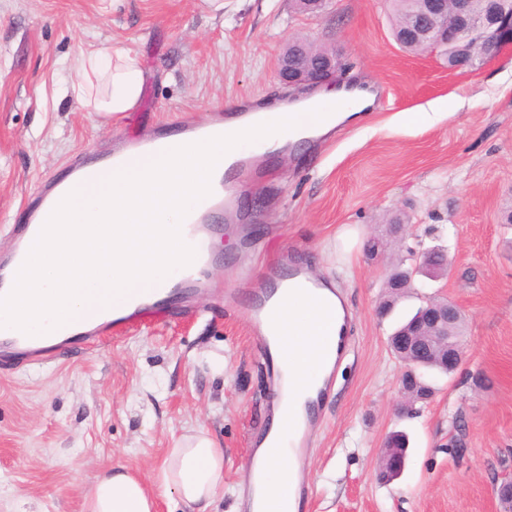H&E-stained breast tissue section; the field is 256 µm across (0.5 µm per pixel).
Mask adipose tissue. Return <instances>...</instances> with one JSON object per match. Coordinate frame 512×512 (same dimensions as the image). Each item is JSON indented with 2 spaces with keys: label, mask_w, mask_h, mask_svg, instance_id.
<instances>
[{
  "label": "adipose tissue",
  "mask_w": 512,
  "mask_h": 512,
  "mask_svg": "<svg viewBox=\"0 0 512 512\" xmlns=\"http://www.w3.org/2000/svg\"><path fill=\"white\" fill-rule=\"evenodd\" d=\"M76 67L79 75L66 81L65 93L87 111L107 119L138 104L144 70L139 55L125 44L81 52ZM277 138L267 128L228 121L222 141H197L181 154L165 158H139L65 197L60 219L47 229V241L38 246L36 261L28 270L30 293L16 303L8 322L39 329L49 321L78 316L93 304L152 287L163 270L169 283L177 284L181 258L176 252H168L161 266L131 256L118 226L150 224L158 243L170 242L173 225L183 223L187 209L205 191L226 153L251 149L258 139L271 145ZM322 292L329 307L316 309L296 298L281 317L279 361L289 374L288 397L295 401L304 396V382L322 380L316 355L335 341L343 323L337 294L327 286ZM302 477L300 462L288 450L268 455L266 512H283V504L294 500ZM160 481L165 489L175 491L189 512H205L224 489V451L205 431L185 436L170 449ZM154 508V498L139 477L115 470L97 477L83 504V512H153Z\"/></svg>",
  "instance_id": "1"
}]
</instances>
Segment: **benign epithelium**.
Listing matches in <instances>:
<instances>
[{
    "instance_id": "1",
    "label": "benign epithelium",
    "mask_w": 512,
    "mask_h": 512,
    "mask_svg": "<svg viewBox=\"0 0 512 512\" xmlns=\"http://www.w3.org/2000/svg\"><path fill=\"white\" fill-rule=\"evenodd\" d=\"M401 46L414 41L428 50H443L456 60L454 68L474 66L478 60L493 57L495 49L512 44V7L506 0H485V7L476 17L471 0H422V8L415 22L395 35ZM319 72L288 53L278 59L281 80L293 94L308 93L337 79L339 58L325 56L319 60ZM438 253L429 249L422 253L415 272L439 274L448 262H431ZM462 319L457 305L447 299L430 297L420 308L419 317L410 326L394 333L392 347L402 353H412L418 361L437 360L456 371L465 354L461 346L447 342L448 328ZM407 465V448L402 443L386 442L381 449L376 477L391 481L399 477Z\"/></svg>"
}]
</instances>
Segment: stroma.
Segmentation results:
<instances>
[{"mask_svg":"<svg viewBox=\"0 0 512 512\" xmlns=\"http://www.w3.org/2000/svg\"><path fill=\"white\" fill-rule=\"evenodd\" d=\"M388 0H0V248L38 197L83 157L130 137L217 116L239 99L287 98L277 59L301 38L339 55L340 83L379 90L372 108L322 142L259 160L205 295L160 322L115 329L111 342L44 365L0 362V512H82L103 467L139 475L156 512H181L159 484L169 448L195 430L224 450L212 512H242L251 441L266 418L270 370L249 310L271 274L320 269L355 319L305 457L304 512H500L512 474V46L473 70L402 49ZM120 41L142 61L140 104L108 121L60 94L79 50ZM441 109L431 124L413 114ZM406 219L390 240L393 215ZM385 250L370 255L371 241ZM437 245L438 280L416 278L379 317L392 262ZM464 316L466 360L435 378L417 414L399 417L402 367L388 337L425 296ZM408 433L410 462L375 476L386 436Z\"/></svg>","mask_w":512,"mask_h":512,"instance_id":"stroma-1","label":"stroma"}]
</instances>
